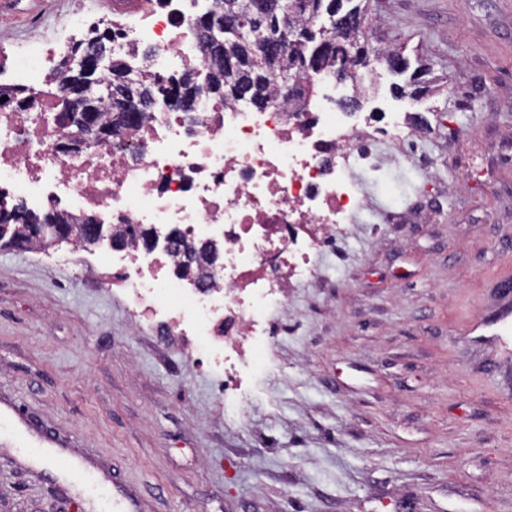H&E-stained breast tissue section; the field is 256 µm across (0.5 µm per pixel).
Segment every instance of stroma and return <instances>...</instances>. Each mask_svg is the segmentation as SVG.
I'll list each match as a JSON object with an SVG mask.
<instances>
[{
  "mask_svg": "<svg viewBox=\"0 0 512 512\" xmlns=\"http://www.w3.org/2000/svg\"><path fill=\"white\" fill-rule=\"evenodd\" d=\"M15 0L0 37L52 41L74 4ZM384 44L431 65L433 93L394 98L382 73L357 109L428 122L357 224L317 259L280 317L292 335L253 380L247 427L217 378L81 269L0 250V396L130 487L143 512H512V361L475 330L512 275V0H369ZM0 447V512H99L87 484Z\"/></svg>",
  "mask_w": 512,
  "mask_h": 512,
  "instance_id": "1",
  "label": "stroma"
}]
</instances>
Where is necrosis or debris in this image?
<instances>
[{"label": "necrosis or debris", "instance_id": "necrosis-or-debris-1", "mask_svg": "<svg viewBox=\"0 0 512 512\" xmlns=\"http://www.w3.org/2000/svg\"><path fill=\"white\" fill-rule=\"evenodd\" d=\"M88 17L73 8L69 32L11 56V76L32 96L23 106L0 101V203L20 199L34 211L76 217L109 213L113 224L152 231L153 249L130 241L112 254V283L127 299L135 327L176 330L196 365L224 372L222 408L240 419L250 380L268 365L279 337L274 320L292 288L315 276L314 257L347 233L363 208L353 170L363 147L383 136L417 132L392 112L383 128L368 116L333 107L330 83L315 85L297 106L201 96L192 112L155 98L136 127L79 151H63L76 129L61 121V62ZM112 54L131 76L168 86L187 70L207 75L196 13L184 0H154L150 9L108 22ZM149 44L150 57L138 48ZM187 241H220L224 268L206 287L181 273V256L165 241L170 225Z\"/></svg>", "mask_w": 512, "mask_h": 512}]
</instances>
